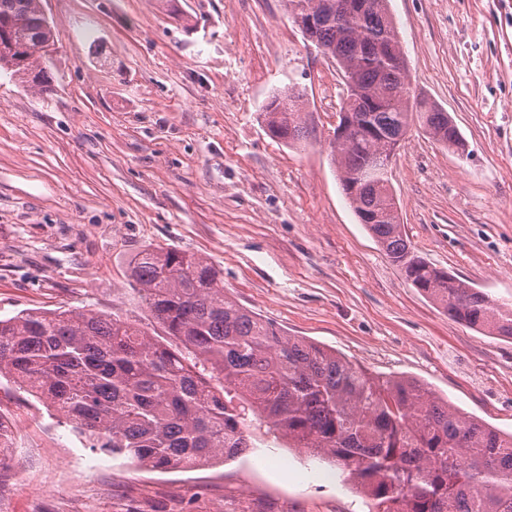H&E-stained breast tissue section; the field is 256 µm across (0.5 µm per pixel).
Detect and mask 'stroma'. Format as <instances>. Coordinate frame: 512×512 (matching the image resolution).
I'll return each instance as SVG.
<instances>
[{
	"instance_id": "35a3bbf8",
	"label": "stroma",
	"mask_w": 512,
	"mask_h": 512,
	"mask_svg": "<svg viewBox=\"0 0 512 512\" xmlns=\"http://www.w3.org/2000/svg\"><path fill=\"white\" fill-rule=\"evenodd\" d=\"M56 35L41 90L0 70V318H144L131 260L204 257L224 290L371 374L412 376L512 432V340L448 317L359 224L328 142L344 82L282 0H41ZM413 91L469 155L410 126L389 165L417 250L512 305V0H389ZM195 31H187V21ZM296 86L314 129L290 147L262 108ZM0 512H372L334 463L266 426L188 471L91 450L0 376Z\"/></svg>"
}]
</instances>
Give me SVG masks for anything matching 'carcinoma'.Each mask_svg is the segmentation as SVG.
<instances>
[{
  "mask_svg": "<svg viewBox=\"0 0 512 512\" xmlns=\"http://www.w3.org/2000/svg\"><path fill=\"white\" fill-rule=\"evenodd\" d=\"M317 2L284 0L290 16L313 12L304 36L354 85L340 109L350 132L330 148L359 222L449 317L512 339V307L432 266L400 224L388 147L414 118L461 156L466 144L447 112L410 95L388 0H347L339 13ZM54 46L40 0H0V69L46 87ZM307 104L290 87L272 95L263 109L271 135L289 146L308 140ZM130 276L178 349L92 309L0 319V375L61 412L91 448L154 471L224 463L251 448V415L289 447L342 464L376 512H512V433L462 415L414 378L374 376L287 335L224 295L221 273L202 257L147 249Z\"/></svg>",
  "mask_w": 512,
  "mask_h": 512,
  "instance_id": "obj_1",
  "label": "carcinoma"
}]
</instances>
